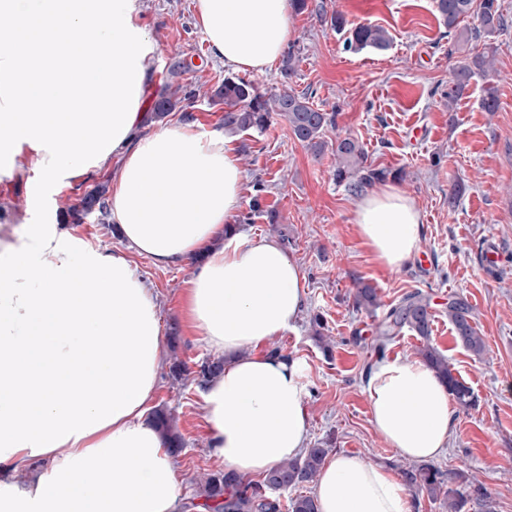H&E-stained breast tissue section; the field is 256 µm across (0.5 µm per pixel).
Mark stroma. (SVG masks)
Returning <instances> with one entry per match:
<instances>
[{"label":"stroma","mask_w":512,"mask_h":512,"mask_svg":"<svg viewBox=\"0 0 512 512\" xmlns=\"http://www.w3.org/2000/svg\"><path fill=\"white\" fill-rule=\"evenodd\" d=\"M139 2L155 43V85L163 84L170 62L193 64L183 82L196 96L192 104L169 113L167 122L223 133L224 108L207 95L228 71L210 54L193 0ZM500 2L507 24L490 41V76L473 79L453 109L446 93L457 58L448 52V30L434 0H308L309 10L291 16L295 72L287 82L295 92L308 93L315 107L335 111L336 126L327 131V142L357 139L372 167L390 170V178L372 183V190L391 186L414 199L423 214L420 250L427 262L413 260L398 272L380 265L356 232L362 194L336 183L332 152L314 156L283 119L273 118L263 132L233 136L244 172L236 213L249 218L239 233L284 241L304 275L302 313L295 328L273 346L303 364L310 443L323 441L391 470L402 464L373 429L364 386L378 362L416 358L423 342H430L476 399L471 408L455 407L448 446L433 460L442 471L455 473L453 488L463 489L474 478L487 487L488 506L469 502L462 512H512V0ZM319 4L343 14L349 26L384 28L389 46L348 48L346 33L319 21L314 11ZM489 84L497 89L493 112L481 106ZM258 181L264 185L260 193L253 190ZM456 181L464 192L452 207L448 193ZM25 182L20 175L0 176V222L32 223ZM269 209L279 213V224H268ZM490 244L505 255L497 272L481 262ZM132 261L158 296L162 325L179 328L178 347L163 350L153 405L176 416L185 447L174 464L179 490L190 499L194 476L216 468L198 388L173 383L169 373L173 359L194 370L216 355L185 320L184 295L195 263L160 268L138 254ZM362 284L376 290L373 311L354 306L353 295ZM413 292L430 303L429 340L407 329L380 340L379 325L389 309ZM453 298L470 305L473 325L485 341L482 354L456 340L448 319ZM316 315L330 351H323L311 331L309 321Z\"/></svg>","instance_id":"obj_1"}]
</instances>
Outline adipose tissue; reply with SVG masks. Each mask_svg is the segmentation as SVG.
<instances>
[{
    "label": "adipose tissue",
    "mask_w": 512,
    "mask_h": 512,
    "mask_svg": "<svg viewBox=\"0 0 512 512\" xmlns=\"http://www.w3.org/2000/svg\"><path fill=\"white\" fill-rule=\"evenodd\" d=\"M213 57L238 72L265 73L293 34L289 0H194ZM138 110L131 130L98 171L115 169L110 220L131 254L159 267L197 265L185 317L224 354L223 373L200 395L211 456L241 477H261L298 457L309 437L303 365L270 350L294 328L302 271L278 241L228 231L243 172L231 139L171 124L148 136ZM362 242L375 259L402 270L417 252L423 221L406 193L367 194L355 211ZM366 391L376 433L411 461L436 457L448 443V389L417 359L380 361ZM135 407L75 443L0 462V512H184L170 451ZM23 484H16L18 475ZM320 512H412L407 487L391 471L341 452L323 464L315 487Z\"/></svg>",
    "instance_id": "adipose-tissue-1"
}]
</instances>
